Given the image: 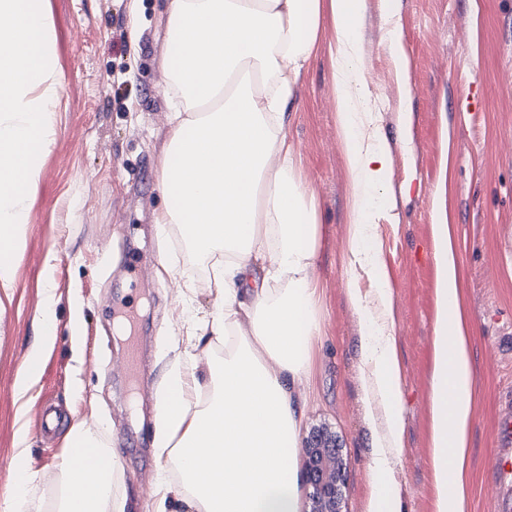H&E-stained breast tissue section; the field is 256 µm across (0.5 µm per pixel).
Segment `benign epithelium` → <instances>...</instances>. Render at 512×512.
Masks as SVG:
<instances>
[{
    "instance_id": "7a95c632",
    "label": "benign epithelium",
    "mask_w": 512,
    "mask_h": 512,
    "mask_svg": "<svg viewBox=\"0 0 512 512\" xmlns=\"http://www.w3.org/2000/svg\"><path fill=\"white\" fill-rule=\"evenodd\" d=\"M304 451L310 512H341L346 462L335 438L318 430L307 437Z\"/></svg>"
}]
</instances>
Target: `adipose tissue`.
I'll return each instance as SVG.
<instances>
[{
    "mask_svg": "<svg viewBox=\"0 0 512 512\" xmlns=\"http://www.w3.org/2000/svg\"><path fill=\"white\" fill-rule=\"evenodd\" d=\"M365 0H169L166 87L170 134L160 157L164 207L154 222L178 234L192 265L183 286L206 275L220 303L188 314L193 340L168 373L154 444L168 458L155 481L157 512H302L297 446L306 416L317 319V209L296 174L284 109L319 48L329 42L341 145L355 189L346 266L367 276L351 289L360 316L359 354L373 423L368 512H403L395 480L403 427L392 288L377 275L380 221L399 216L375 200L389 153L363 78ZM437 260L430 377L437 512H469L464 476L474 407L459 276L448 227H434ZM81 459L65 455L59 512H125L111 495L117 461L76 428Z\"/></svg>",
    "mask_w": 512,
    "mask_h": 512,
    "instance_id": "adipose-tissue-1",
    "label": "adipose tissue"
}]
</instances>
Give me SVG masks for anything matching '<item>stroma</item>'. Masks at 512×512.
<instances>
[{"mask_svg":"<svg viewBox=\"0 0 512 512\" xmlns=\"http://www.w3.org/2000/svg\"><path fill=\"white\" fill-rule=\"evenodd\" d=\"M64 75L54 142L31 193L25 245L9 291L0 290V501L32 476L29 512H47V490L71 426L84 424L120 469L128 512H153L161 459L153 447L155 399L188 344L181 290L164 264L184 269L154 222L163 199L158 157L168 140L167 0H45ZM397 22L409 62V95L382 36ZM370 107L390 145L387 189L398 223L381 222L380 272L394 292L404 428L397 479L404 512H437L430 456L429 374L436 321L433 226H448L465 334L477 376L468 429L469 512L512 499L499 479L512 402V0H367L361 28ZM411 114L397 125L399 107ZM304 185L319 209L316 275L320 334L313 342L305 431L338 439L346 460L343 512H367L372 423L358 352L361 324L345 266L353 186L342 151L328 46H321L285 109ZM50 313H43L46 294ZM139 304L141 392L127 384L126 345L113 336L118 308ZM39 380L26 402L15 387L42 331ZM61 413L53 438L41 404Z\"/></svg>","mask_w":512,"mask_h":512,"instance_id":"stroma-1","label":"stroma"}]
</instances>
